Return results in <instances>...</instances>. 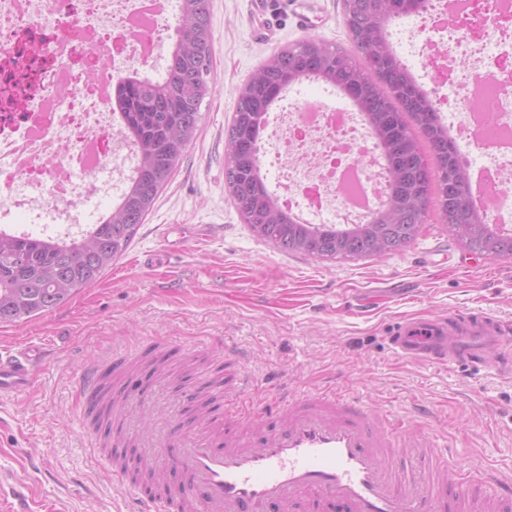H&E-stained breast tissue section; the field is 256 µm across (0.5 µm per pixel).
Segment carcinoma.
Returning a JSON list of instances; mask_svg holds the SVG:
<instances>
[{"instance_id": "carcinoma-1", "label": "carcinoma", "mask_w": 512, "mask_h": 512, "mask_svg": "<svg viewBox=\"0 0 512 512\" xmlns=\"http://www.w3.org/2000/svg\"><path fill=\"white\" fill-rule=\"evenodd\" d=\"M428 0H345L351 50L313 37L280 48L238 89L225 136V189L250 231L284 253L317 259L380 257L413 242L420 198L436 206L451 236L474 253L512 258V235L473 207L457 145L428 95L398 58L387 31L426 10ZM210 0H181L176 40L164 76L136 71L115 86L112 110L137 165L121 198L76 237L0 229V325L40 316L95 284L123 255L194 140L203 100L212 93ZM312 78L335 87L361 113L386 159V200L368 224H302L280 208L260 169L264 117L284 90ZM432 160H427L423 148Z\"/></svg>"}]
</instances>
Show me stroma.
Segmentation results:
<instances>
[{
    "label": "stroma",
    "instance_id": "35a3bbf8",
    "mask_svg": "<svg viewBox=\"0 0 512 512\" xmlns=\"http://www.w3.org/2000/svg\"><path fill=\"white\" fill-rule=\"evenodd\" d=\"M269 9L265 23L252 0H211L216 90L128 250L64 305L0 326V351L43 352L33 386L0 396V512L19 493L29 512H126L129 483L90 448V435L112 439L85 419L79 386L85 365L135 353L137 363L112 374V424L126 435L142 427V404L201 428L198 388L244 373L245 396L256 401L333 386L373 412L426 410L413 435L445 441L464 467L512 472V371L407 359L387 335L401 318L451 310L512 325V258L469 253L434 212L393 254H285L254 236L225 191L224 130L239 87L304 35L349 45L341 0H271ZM300 13L311 30L298 25ZM158 357L168 377L153 384Z\"/></svg>",
    "mask_w": 512,
    "mask_h": 512
}]
</instances>
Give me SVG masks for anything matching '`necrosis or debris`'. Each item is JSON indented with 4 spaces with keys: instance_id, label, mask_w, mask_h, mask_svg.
Masks as SVG:
<instances>
[{
    "instance_id": "obj_1",
    "label": "necrosis or debris",
    "mask_w": 512,
    "mask_h": 512,
    "mask_svg": "<svg viewBox=\"0 0 512 512\" xmlns=\"http://www.w3.org/2000/svg\"><path fill=\"white\" fill-rule=\"evenodd\" d=\"M164 0H0V199L43 226L75 224L101 171L126 184L105 89L160 61ZM423 89L459 147L491 224H512V0H432L412 28ZM300 221L367 223L388 174L357 113L285 98L260 152Z\"/></svg>"
}]
</instances>
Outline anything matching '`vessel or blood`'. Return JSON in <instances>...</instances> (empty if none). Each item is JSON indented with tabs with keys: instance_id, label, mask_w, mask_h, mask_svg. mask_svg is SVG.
<instances>
[{
	"instance_id": "b4317fda",
	"label": "vessel or blood",
	"mask_w": 512,
	"mask_h": 512,
	"mask_svg": "<svg viewBox=\"0 0 512 512\" xmlns=\"http://www.w3.org/2000/svg\"><path fill=\"white\" fill-rule=\"evenodd\" d=\"M390 342L417 361L512 369V330L489 313L404 318L391 326ZM40 357L30 346L0 354V395L29 390ZM107 372L84 367L86 411L104 408ZM408 426L333 388L273 407L228 400L203 433L134 437L139 472L162 473L166 489L134 499L129 512H512L511 475L466 473L428 446L414 464L400 463Z\"/></svg>"
}]
</instances>
